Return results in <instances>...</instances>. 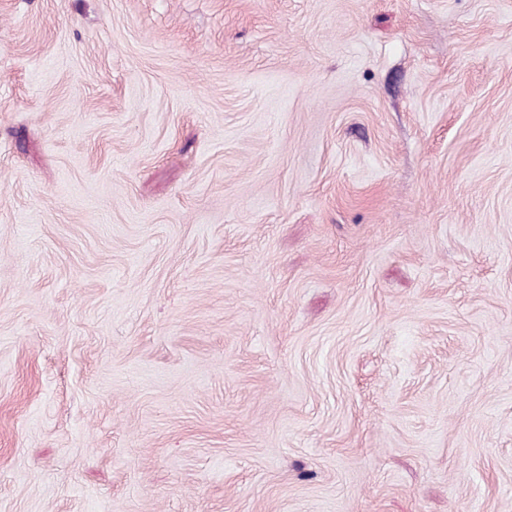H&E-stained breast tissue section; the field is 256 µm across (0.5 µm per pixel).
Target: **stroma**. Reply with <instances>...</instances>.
<instances>
[{"mask_svg":"<svg viewBox=\"0 0 512 512\" xmlns=\"http://www.w3.org/2000/svg\"><path fill=\"white\" fill-rule=\"evenodd\" d=\"M0 512H512V0H0Z\"/></svg>","mask_w":512,"mask_h":512,"instance_id":"stroma-1","label":"stroma"}]
</instances>
